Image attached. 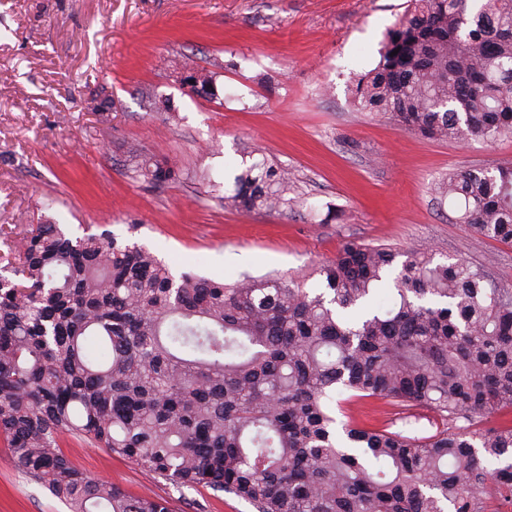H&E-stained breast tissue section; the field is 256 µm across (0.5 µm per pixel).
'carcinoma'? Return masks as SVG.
Instances as JSON below:
<instances>
[{
	"instance_id": "obj_1",
	"label": "carcinoma",
	"mask_w": 512,
	"mask_h": 512,
	"mask_svg": "<svg viewBox=\"0 0 512 512\" xmlns=\"http://www.w3.org/2000/svg\"><path fill=\"white\" fill-rule=\"evenodd\" d=\"M352 93L426 138L512 137V0H408ZM131 154L148 182L176 178ZM233 182L224 205L238 211L298 203L265 156ZM436 190L474 233L512 245L511 165L457 170ZM400 256L346 244L316 291L225 284L176 277L108 231L36 224L0 256V445L70 512H170L76 469L59 449L74 435L254 512H492L512 498V427L471 426L512 407V290L463 260ZM340 392L469 426L412 439L348 422L340 438Z\"/></svg>"
}]
</instances>
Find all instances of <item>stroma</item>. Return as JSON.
<instances>
[{
	"label": "stroma",
	"instance_id": "obj_1",
	"mask_svg": "<svg viewBox=\"0 0 512 512\" xmlns=\"http://www.w3.org/2000/svg\"><path fill=\"white\" fill-rule=\"evenodd\" d=\"M406 0H0V228L51 222L73 236L133 238L173 274L231 284L293 276L347 242L480 266L512 289V246L457 223L433 184L461 168L512 163V139L435 141L359 111L356 77L379 57ZM216 72L214 95L178 72ZM176 163V180L136 176L128 148ZM290 170L303 208L225 209L254 149ZM139 224L129 233V224ZM338 420L410 437L433 413L380 399L334 406ZM78 470L171 512H253L235 496L175 488L130 459L64 438ZM0 512H68L0 447Z\"/></svg>",
	"mask_w": 512,
	"mask_h": 512
}]
</instances>
